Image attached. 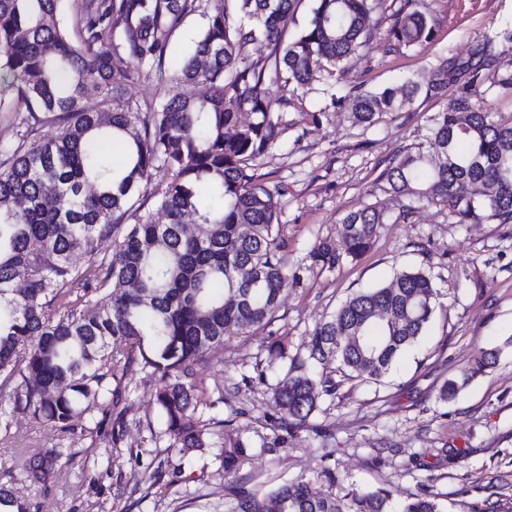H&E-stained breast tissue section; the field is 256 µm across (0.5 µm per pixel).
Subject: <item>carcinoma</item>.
Instances as JSON below:
<instances>
[{
	"label": "carcinoma",
	"mask_w": 512,
	"mask_h": 512,
	"mask_svg": "<svg viewBox=\"0 0 512 512\" xmlns=\"http://www.w3.org/2000/svg\"><path fill=\"white\" fill-rule=\"evenodd\" d=\"M61 2L0 0V112L16 113L19 127L18 140L0 143V427L25 412L72 441L98 434L122 419L115 371L138 359L156 382L171 446L216 449L215 475L224 479L253 449L224 445V421L204 419L224 390L206 396L197 365L223 361L225 337L271 323L297 279L288 275L271 189L255 168L279 135L268 86H304L313 73L345 64L384 21L395 48L418 45L431 36L430 18L415 0L376 20L373 0H316L308 25L288 41L302 0H81L74 43L58 21ZM196 13L209 14V23L193 55L169 79L160 109L142 108L127 96L128 83L162 72L173 36ZM258 42L270 52L250 61L244 49ZM491 55L483 41L471 49L477 63L461 64L452 78L448 62L425 88L409 80L352 102L354 122L369 126L423 89L442 97L463 81L432 129L438 152L410 147L382 173L394 193L441 203L457 224L512 223V121L492 120L479 102ZM188 84H205L208 94L179 91ZM89 96L101 99L100 110L81 107ZM244 112L253 115L245 125ZM114 145L122 154L115 163L100 153ZM153 177L162 223L136 198ZM189 218L196 236L183 230ZM384 223L373 206L347 213L343 250L321 241L311 264L333 269L362 256ZM436 298L424 269H399L388 285L348 297L315 325L307 356L291 358L270 387L278 426H306L335 391L314 365L337 362L344 375L374 381L389 374L425 335ZM268 352L261 381L287 358L279 341ZM498 357L481 350L440 399L455 398ZM76 456L70 446L41 450L21 462V476L44 484L57 461ZM272 496L277 512H391L392 493L383 489L354 491L342 504L295 480ZM228 512L266 507L241 481ZM401 512L441 510L426 490L403 494Z\"/></svg>",
	"instance_id": "obj_1"
}]
</instances>
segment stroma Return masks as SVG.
I'll use <instances>...</instances> for the list:
<instances>
[{
  "instance_id": "1",
  "label": "stroma",
  "mask_w": 512,
  "mask_h": 512,
  "mask_svg": "<svg viewBox=\"0 0 512 512\" xmlns=\"http://www.w3.org/2000/svg\"><path fill=\"white\" fill-rule=\"evenodd\" d=\"M432 19L430 41L393 49L387 26L373 32L339 77L315 73L308 85H270L278 142L258 159L257 172L274 187L272 204L288 243V269L300 281L290 287L267 326L224 342V360L203 364L204 390L223 389L212 414L224 437L257 449L239 471L248 488L264 497L274 487L305 479L325 495L346 499L355 489L384 488L438 496L441 512H482L496 504L512 512V224H457L447 206L411 204L382 177L405 148L428 144L432 120L445 99L418 94L372 126L352 122L334 97L379 91L407 79L428 83L448 60L464 61L472 46L492 38L494 67L512 73V0H423ZM208 27L191 15L174 37L161 75L133 81L128 93L159 108L168 77L178 72ZM375 206L386 222L370 250L334 269L312 266L315 243L342 238V218ZM426 268L440 305L421 343L404 352L381 382L333 371V394L323 396L308 426L285 430L276 422L268 384L256 366L269 346L283 341L289 356L306 355L317 322L354 292L389 282L396 270ZM499 349L497 365L448 402L443 383L456 378L482 349ZM118 440L103 434L77 443L80 459L59 462L48 485L21 482L23 455L58 445L54 428L17 413L0 429V489L24 496L30 512H224L226 482L201 471L208 450L170 447L155 398V382L140 362L121 367ZM111 449L110 467L82 471L81 460ZM196 458L180 467L181 456Z\"/></svg>"
}]
</instances>
